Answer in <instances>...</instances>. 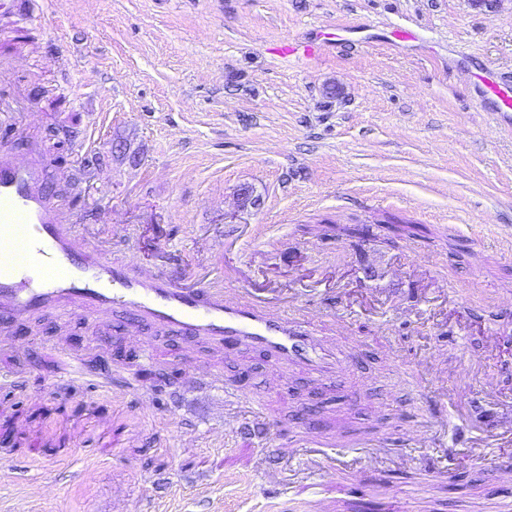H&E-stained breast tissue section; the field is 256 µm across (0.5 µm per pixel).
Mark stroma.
I'll return each mask as SVG.
<instances>
[{
  "mask_svg": "<svg viewBox=\"0 0 512 512\" xmlns=\"http://www.w3.org/2000/svg\"><path fill=\"white\" fill-rule=\"evenodd\" d=\"M333 27L347 28V48L316 64L268 51ZM401 27L418 40L394 42ZM28 41L20 54L0 48L15 73L0 93L24 105L57 166L97 176L109 212L85 207L86 223L124 227L123 256L138 265L166 263L157 244L171 236L187 269L200 243L230 233L225 287L245 269L252 288L311 293L306 320L344 321L366 356L333 391L297 374L278 398L263 357L225 362L249 394L236 413L262 403L274 427L246 445L224 437L221 388L174 386L193 357L179 338L160 340L154 377L108 350L122 395L110 419L128 439L103 455L89 389L58 378L51 348L62 335L87 346L97 330L44 316L28 330L25 391L0 395V424L52 449L33 463L29 449L0 447V512H311L335 490L265 489L252 466L257 451L287 447L308 396L330 429L400 436L428 412L416 382L435 360L494 369L512 401V301L501 299L512 290V128L470 92L474 73L512 68V0H45ZM65 122L83 129L86 152L59 136ZM392 218L419 236H395ZM407 288L426 291L414 316L385 303ZM452 468L436 484L386 464L349 492L353 512H384L387 484L408 512L512 502L491 462L459 454Z\"/></svg>",
  "mask_w": 512,
  "mask_h": 512,
  "instance_id": "1",
  "label": "stroma"
}]
</instances>
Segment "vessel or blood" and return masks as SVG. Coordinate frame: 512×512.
Returning <instances> with one entry per match:
<instances>
[{
  "label": "vessel or blood",
  "instance_id": "vessel-or-blood-1",
  "mask_svg": "<svg viewBox=\"0 0 512 512\" xmlns=\"http://www.w3.org/2000/svg\"><path fill=\"white\" fill-rule=\"evenodd\" d=\"M39 7V0H0V41L24 49L25 23ZM323 50V45L298 40L274 48L283 58L316 59ZM473 98L501 117L511 115L512 71L478 76ZM52 168V159L39 148L18 156L0 144V353H19L25 338L18 326L49 313L64 322L76 315L92 321L99 330L100 351L142 339L138 356L147 363L160 356L150 335L156 329L201 343L213 355L253 352L268 357L281 374L301 372L321 387L341 370L342 354L335 340L296 317L295 310L302 305L297 297L238 302L227 289L204 280L186 285L179 272L131 269L115 253V239L84 230L80 209L64 205L50 188ZM54 351L60 359V377L82 380L101 393L109 391V381L92 373L83 354L65 337L57 338ZM186 378L194 384H221L233 400L245 397L242 386L225 380L211 359L195 361ZM465 411V401L455 397L435 402L427 421L413 434L414 447L442 452L450 446L466 448L474 457L487 459L512 446V405L495 415L480 434L449 433V415ZM288 446L337 449V456L327 457L320 469L330 487L378 468L391 453L382 436L345 446L340 436L315 428L294 430Z\"/></svg>",
  "mask_w": 512,
  "mask_h": 512
}]
</instances>
